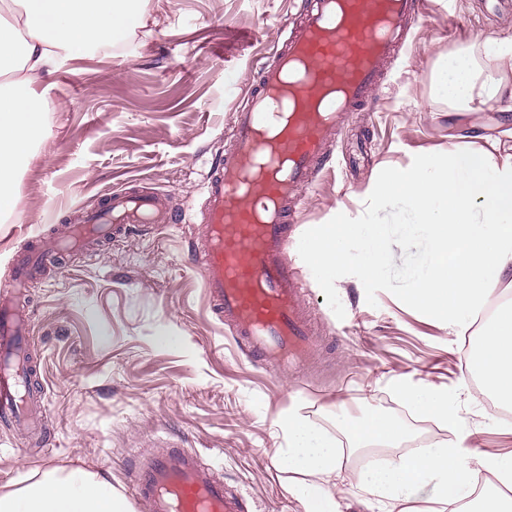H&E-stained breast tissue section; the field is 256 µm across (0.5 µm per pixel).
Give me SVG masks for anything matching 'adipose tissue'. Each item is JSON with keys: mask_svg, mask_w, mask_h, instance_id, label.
I'll use <instances>...</instances> for the list:
<instances>
[{"mask_svg": "<svg viewBox=\"0 0 512 512\" xmlns=\"http://www.w3.org/2000/svg\"><path fill=\"white\" fill-rule=\"evenodd\" d=\"M19 22L0 20V213L15 206L13 164L31 151L47 103L33 84L52 75L62 56L78 57L90 46L124 39L142 0H20ZM512 62V33L460 44L438 60L432 73L437 97L448 102V124L470 147H449L443 158L426 156L410 167L384 169L374 182L375 206L402 197L430 241L422 273L407 298L462 335L483 310L491 315L472 359L482 386L498 404L512 406V300L492 303L500 287L512 288V126L496 125L483 135L466 124L469 113L495 110L512 99V83L491 74L488 61ZM385 227H360L337 209L329 232L309 241V255L320 274L358 257L371 279L387 265ZM405 404L436 415L454 428L452 447L422 448L392 468L368 470L362 485L369 512L412 501L430 489L432 503L462 512H512V498L499 484L512 483V457L476 450L468 421L439 388L402 381ZM288 446L282 469L305 475L297 488L305 512H340L335 489L343 451L336 439L297 414L280 417ZM352 448L394 447L407 436L393 417L370 413L344 421ZM0 512H129L103 474L81 467L51 469L28 476L25 485L0 494Z\"/></svg>", "mask_w": 512, "mask_h": 512, "instance_id": "ef3b65f1", "label": "adipose tissue"}]
</instances>
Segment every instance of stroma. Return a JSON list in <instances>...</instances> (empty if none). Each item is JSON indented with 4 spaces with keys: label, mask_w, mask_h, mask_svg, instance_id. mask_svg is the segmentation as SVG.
<instances>
[{
    "label": "stroma",
    "mask_w": 512,
    "mask_h": 512,
    "mask_svg": "<svg viewBox=\"0 0 512 512\" xmlns=\"http://www.w3.org/2000/svg\"><path fill=\"white\" fill-rule=\"evenodd\" d=\"M423 15L392 59L373 112L347 116L327 143L346 157L357 136L368 161L320 172L290 227L289 258L303 287L318 352L296 368L257 362L215 314L191 260L205 229L204 185L233 135L239 99L273 46L298 25L305 0H144L123 41L62 58L35 84L47 101L44 125L14 170L15 210L0 214V290L32 237L57 234L106 191L136 182L185 210L180 223L135 229L67 260L27 291L30 344L40 361L46 440L0 425V493L28 472L84 465L103 471L131 497L129 468L163 448L196 452L241 494L246 512H304L297 475L276 460L287 448L278 419L294 412L337 441L342 416L389 405L410 438L385 449L390 465L420 448L452 443L445 421L403 406L396 378L447 390L479 446L512 453V408L489 419L494 398L464 378L467 347L482 324L460 336L404 297L430 246L405 203L375 215L368 195L380 170L439 155L452 142L446 102L431 73L456 43L512 28L498 0H422ZM255 33L248 45L237 39ZM353 222L386 225L388 266L364 279L356 265L318 274L304 244L328 231L337 208Z\"/></svg>",
    "instance_id": "35a3bbf8"
}]
</instances>
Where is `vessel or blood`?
Here are the masks:
<instances>
[{
  "label": "vessel or blood",
  "mask_w": 512,
  "mask_h": 512,
  "mask_svg": "<svg viewBox=\"0 0 512 512\" xmlns=\"http://www.w3.org/2000/svg\"><path fill=\"white\" fill-rule=\"evenodd\" d=\"M414 0H309L285 49L260 67L234 142L205 185V233L195 248L216 310L252 356L296 361L314 347L302 317L297 271L288 261V221L325 162L324 143L345 113L371 108L382 72L418 23ZM162 193L135 187L101 195L54 248L33 246L18 265L17 285L38 266L61 263L86 237L104 241L153 223ZM25 316L0 300V421L27 414L31 365ZM149 512H245L197 453L170 448L130 469Z\"/></svg>",
  "instance_id": "b4317fda"
}]
</instances>
